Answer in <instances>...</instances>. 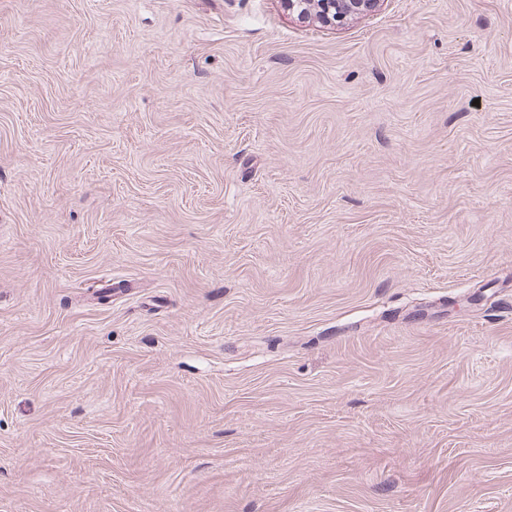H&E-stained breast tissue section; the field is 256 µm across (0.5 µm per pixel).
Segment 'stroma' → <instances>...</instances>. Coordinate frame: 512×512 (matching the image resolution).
<instances>
[{
	"instance_id": "obj_1",
	"label": "stroma",
	"mask_w": 512,
	"mask_h": 512,
	"mask_svg": "<svg viewBox=\"0 0 512 512\" xmlns=\"http://www.w3.org/2000/svg\"><path fill=\"white\" fill-rule=\"evenodd\" d=\"M0 512H512V0H0ZM288 10L305 16L310 6H317L320 19L329 24L341 23L349 16L375 8L380 0H285Z\"/></svg>"
}]
</instances>
